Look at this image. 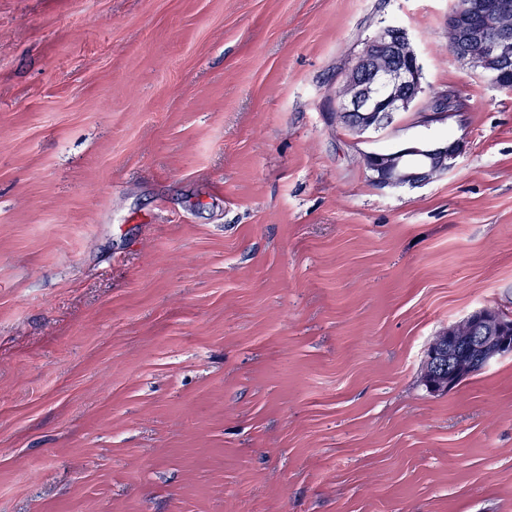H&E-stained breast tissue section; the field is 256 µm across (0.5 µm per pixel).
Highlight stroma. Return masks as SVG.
<instances>
[{
  "label": "stroma",
  "mask_w": 512,
  "mask_h": 512,
  "mask_svg": "<svg viewBox=\"0 0 512 512\" xmlns=\"http://www.w3.org/2000/svg\"><path fill=\"white\" fill-rule=\"evenodd\" d=\"M452 5L0 0V512H512V353L422 382L512 316V91ZM385 25L466 112L337 120ZM428 134L466 150L373 185ZM461 139L404 141L393 152L365 154V166L373 184L380 188L418 186L448 171L453 160L463 154ZM470 326V334L464 340L468 342L470 351L473 355L470 365H472L466 373L456 375L455 372L466 368L465 364H455V372L448 369V359L451 352L448 349V332L438 336L431 345L428 352V360L426 364L425 383L429 390L433 393H445L453 387L462 383L469 376L480 372L492 359L499 356L500 351L494 345L498 336H492L501 331L498 322L488 317L485 311H477L465 319ZM483 365H473L476 362ZM438 362V364H436ZM469 365V366H470Z\"/></svg>",
  "instance_id": "1"
}]
</instances>
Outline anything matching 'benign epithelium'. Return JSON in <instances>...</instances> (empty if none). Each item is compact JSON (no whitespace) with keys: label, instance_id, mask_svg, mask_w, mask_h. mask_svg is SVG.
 <instances>
[{"label":"benign epithelium","instance_id":"benign-epithelium-1","mask_svg":"<svg viewBox=\"0 0 512 512\" xmlns=\"http://www.w3.org/2000/svg\"><path fill=\"white\" fill-rule=\"evenodd\" d=\"M511 9L508 0H456L448 18L450 30L464 43V48L454 50V56L500 88L507 86L506 77L487 71L484 64L489 59L512 57V36L500 29L503 13ZM422 72L407 31L382 27L363 43L345 68L339 83V109L360 135L376 126L375 113L406 112L414 106L425 93ZM450 97L455 99L457 95L448 90L429 95V104L422 112L423 122L445 120V105ZM465 150L461 139L404 141L392 152L366 154L365 166L373 184L380 189L414 187L448 171L453 160ZM466 322L470 326L465 341L472 353L471 363L486 365L500 354L494 345V334L501 331V326L483 310L471 314Z\"/></svg>","mask_w":512,"mask_h":512}]
</instances>
